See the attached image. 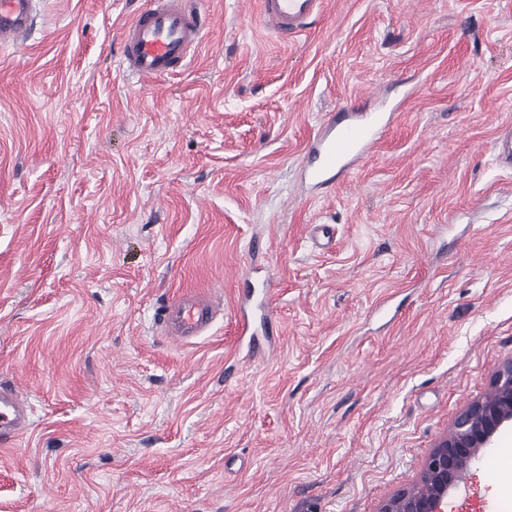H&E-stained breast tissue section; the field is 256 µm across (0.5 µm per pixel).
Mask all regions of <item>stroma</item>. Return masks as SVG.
I'll use <instances>...</instances> for the list:
<instances>
[{"mask_svg": "<svg viewBox=\"0 0 512 512\" xmlns=\"http://www.w3.org/2000/svg\"><path fill=\"white\" fill-rule=\"evenodd\" d=\"M0 44V384L33 408L0 449V512H377L512 359V0H324L288 44L258 0L186 71L120 65L146 0H40ZM391 126L324 197L299 172L326 116ZM336 228L320 250L311 227ZM274 288V338L238 291ZM224 313L191 344L151 312ZM512 496V431L449 496ZM272 288L267 287V283L263 281V287L261 289L262 297L258 302L252 301V298L255 295V291L251 295H248L242 304L247 302V305L244 306V312H242L241 317L237 319L236 324L238 327V331L240 335H249L250 341L252 336L257 335L255 330V321L259 318L260 322L266 314L268 309L270 296H271ZM220 306L212 292L187 290L156 307L152 320L168 338L188 342L210 330L221 311Z\"/></svg>", "mask_w": 512, "mask_h": 512, "instance_id": "1", "label": "stroma"}]
</instances>
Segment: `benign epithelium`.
<instances>
[{
    "label": "benign epithelium",
    "mask_w": 512,
    "mask_h": 512,
    "mask_svg": "<svg viewBox=\"0 0 512 512\" xmlns=\"http://www.w3.org/2000/svg\"><path fill=\"white\" fill-rule=\"evenodd\" d=\"M512 424V359L494 373L489 392L467 405L434 445L419 479L383 499L377 512H445L480 454Z\"/></svg>",
    "instance_id": "benign-epithelium-1"
}]
</instances>
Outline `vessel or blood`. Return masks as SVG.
Here are the masks:
<instances>
[{
	"instance_id": "vessel-or-blood-1",
	"label": "vessel or blood",
	"mask_w": 512,
	"mask_h": 512,
	"mask_svg": "<svg viewBox=\"0 0 512 512\" xmlns=\"http://www.w3.org/2000/svg\"><path fill=\"white\" fill-rule=\"evenodd\" d=\"M36 0H0V43L26 39ZM322 0H259L258 21L280 41L305 30ZM200 12L187 9L185 0H148L124 26L121 65L128 78L147 81L187 68L196 46L210 28ZM389 124L382 112H352L329 118L313 140L302 168L305 182L316 193H326L338 174L377 148ZM259 301H251L236 324L243 335H255V322L268 309L271 290L262 288ZM221 303L214 294L187 290L155 308L152 320L170 339L188 342L205 335L214 324ZM30 419L28 403L11 389L0 387V446H10Z\"/></svg>"
}]
</instances>
